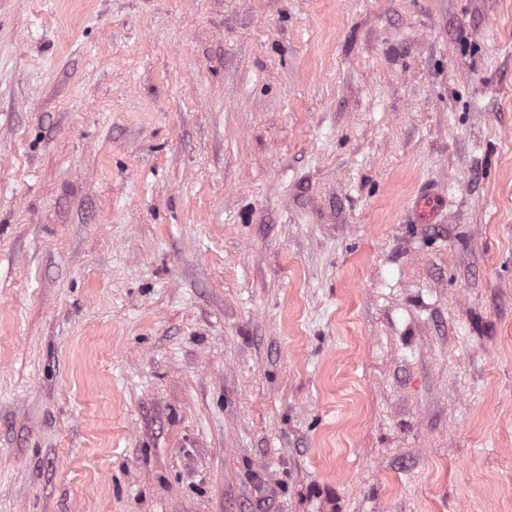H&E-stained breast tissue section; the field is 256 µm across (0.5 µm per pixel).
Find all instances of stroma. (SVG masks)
<instances>
[{"label":"stroma","instance_id":"obj_1","mask_svg":"<svg viewBox=\"0 0 512 512\" xmlns=\"http://www.w3.org/2000/svg\"><path fill=\"white\" fill-rule=\"evenodd\" d=\"M0 512H512V0H0ZM445 208V198L426 191L418 195L412 206L415 219L420 224H436Z\"/></svg>","mask_w":512,"mask_h":512}]
</instances>
